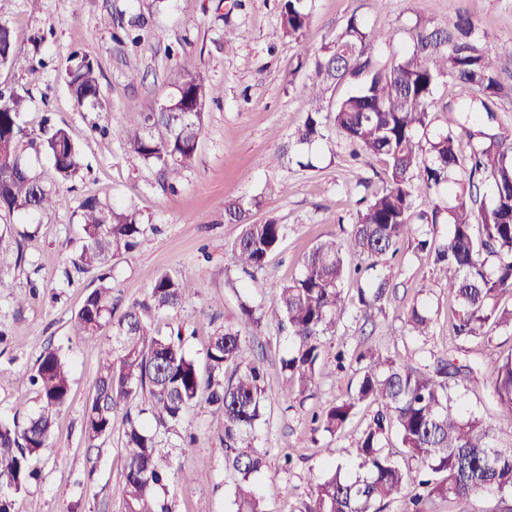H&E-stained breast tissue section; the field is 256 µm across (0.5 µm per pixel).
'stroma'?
Returning <instances> with one entry per match:
<instances>
[{"mask_svg": "<svg viewBox=\"0 0 512 512\" xmlns=\"http://www.w3.org/2000/svg\"><path fill=\"white\" fill-rule=\"evenodd\" d=\"M312 21L301 40L285 38L279 0H165L155 12L144 41L135 47L113 41L120 16L129 14L131 0H41L32 10L29 0H0V21L9 23L23 45L41 37L37 74L0 68V86L27 90L32 102L24 121L39 130L43 117L66 128L84 157L80 174L58 189L53 213L27 218L23 242L26 260L0 256V275L9 281L0 293V420L31 414L38 407L35 393L17 386L15 375L33 366L47 345L60 348L70 370L71 397L59 414L49 445L36 461L40 479L20 494L14 512H123L121 475L123 410L112 414V434L98 450H88L83 421L98 374L105 340L76 336L71 319L84 296L94 288L93 274L66 276L71 257L82 246L79 206L89 197L114 201L140 210L151 229L138 247L112 260V283L123 303L144 300L161 273L191 281L196 293L177 315L159 314L162 331L185 330L187 351L204 360L216 329L238 324L240 299L249 297L265 312L261 326L249 337L256 360L266 372L271 406L257 450L261 470L251 484H273L267 512H301L311 492V480L325 462L350 464L355 442L372 417L361 407L336 435L313 431V412L353 392L357 382L356 355L371 349L421 366L443 353L477 365V384L454 387V405L479 412L495 426L507 419L486 397L492 370L489 353H512V332L493 330L491 342H462L452 332L456 305L441 283H435L429 252L406 244L386 265L393 274L384 312L363 316L357 310L362 283L344 285L342 319L335 334L325 336L326 359L337 348L349 352L346 369L323 374L304 393L284 395L280 359L288 341L270 317L276 286L298 276L301 261L318 243H346L357 216L359 198L381 188L385 165L375 157L352 159L334 128H327L331 148L315 167L272 158L302 122L307 110L304 86L308 70L297 63L357 17L368 28L389 32L391 44L376 50L381 60L407 52L417 25L447 28L459 14L476 20L479 46L495 53L512 41V0H310ZM233 51H225V40ZM80 51L101 67L102 111L78 106L62 74L71 51ZM204 73L211 88L205 122L193 166L166 184L157 171L119 141L112 127L135 116L147 98L164 99L182 77ZM265 194L256 220L275 218L287 227L279 248L267 260L257 280L233 266L231 246L239 225L224 218L223 201ZM28 297L25 307L15 299ZM213 308H204V301ZM421 303L432 317L426 337L409 335L403 313ZM199 438L183 450L178 433L163 434L159 446L170 462L165 499L170 512H235L236 475L224 465V416L208 405L191 410L184 422ZM292 465H285V456ZM189 483H182V476Z\"/></svg>", "mask_w": 512, "mask_h": 512, "instance_id": "1", "label": "stroma"}]
</instances>
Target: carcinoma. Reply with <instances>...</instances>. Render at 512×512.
Instances as JSON below:
<instances>
[{
    "label": "carcinoma",
    "mask_w": 512,
    "mask_h": 512,
    "mask_svg": "<svg viewBox=\"0 0 512 512\" xmlns=\"http://www.w3.org/2000/svg\"><path fill=\"white\" fill-rule=\"evenodd\" d=\"M310 22L308 0H281L284 36L300 40ZM146 25L144 14L134 12L113 39L138 44ZM474 33L470 15L449 30L419 24L411 53L389 64L374 58L373 50L390 44L392 36L352 16L309 61V110L290 146L309 148L326 141L325 129L331 124L352 147V156L381 157L387 170L383 187L358 200L347 246L319 242L304 257L300 274L275 291L274 318L288 340L281 359L285 390L304 391L319 379L322 338L336 332L347 278L361 275L368 282L358 292L360 310L383 311L390 281L381 261L415 235L416 198L443 187L451 202L420 218L436 224L446 215L447 237L437 245L420 240L417 247L433 250L434 265L459 304L454 333L464 341L485 342L493 329L512 331V145L492 132L498 103L507 92L502 61L512 60V43L492 57L479 48ZM0 67L38 72L29 49L6 22H0ZM100 74L97 61L72 54L64 82L78 104L103 109ZM444 80L468 88L472 96L457 106L447 104L446 111L459 113L456 127L430 137V107ZM342 83L350 91L334 101L327 98ZM210 94L206 78L190 74L164 100L147 102L130 124L112 128V137L160 174L176 175L195 161ZM27 106L26 94L0 89V254L14 251L19 262L25 255L13 224L30 215L50 214L57 202L56 186L83 168L81 152L66 129L45 127L38 135L27 129L22 120ZM43 153L52 160L53 180L33 166L31 157ZM262 203L258 195L223 204L224 217L242 225L231 248L232 263L252 277L264 269L286 232L273 217L251 221ZM79 221L83 244L70 263L77 273L98 272V286L73 316L72 331L112 338L85 412L84 436L88 449L99 447L112 433L113 411L126 407L121 480L125 512H169L159 491L167 486L170 464L157 434L175 430L201 402L224 414L225 466L240 476L237 512H265L266 493L252 489L249 479L262 466L257 427L265 420L269 399L263 368L250 357L245 341L264 314L250 301H240L239 324L210 336L205 369H200L184 348L182 331L164 333L155 323L158 314L177 312L196 294L191 281L160 274L147 300L115 315L118 300L107 266L137 247L147 231L141 214L90 197L79 206ZM347 249L362 256L365 266L350 267ZM484 254L495 259L492 266L482 259ZM431 324L421 306L406 312L414 336L429 335ZM357 362L362 367L354 393L314 414L312 424L333 436L360 405L374 407L354 451L362 474L348 478L341 466L329 467L315 478L304 512H383L409 484L422 487L423 493L409 500L406 512H430L437 499L512 494V446H497L496 429L481 415L450 404L449 382H478L474 367L444 355L420 368L370 349L360 352ZM15 383L32 387L39 407L22 421H0V512H13L14 496L37 479L34 461L48 446L57 415L68 402L70 376L61 351L47 346ZM488 396L512 430V353L495 360ZM391 435L403 448V465L384 451Z\"/></svg>",
    "instance_id": "obj_1"
}]
</instances>
